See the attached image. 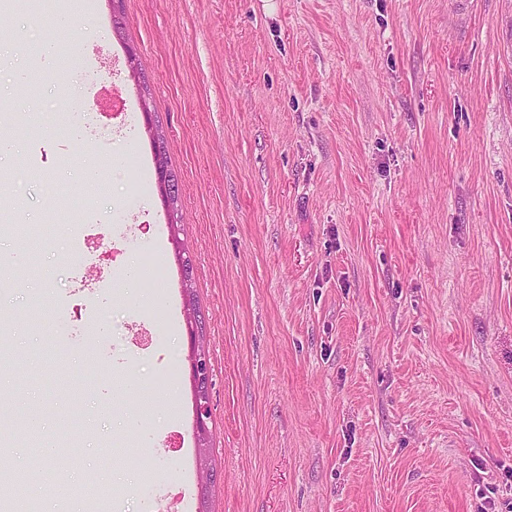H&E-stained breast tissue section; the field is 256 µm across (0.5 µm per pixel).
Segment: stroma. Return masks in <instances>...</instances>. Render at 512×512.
Masks as SVG:
<instances>
[{
	"label": "stroma",
	"instance_id": "obj_1",
	"mask_svg": "<svg viewBox=\"0 0 512 512\" xmlns=\"http://www.w3.org/2000/svg\"><path fill=\"white\" fill-rule=\"evenodd\" d=\"M0 84L7 512H512V0H11ZM191 335L194 342V353L190 363V373L195 388L196 400L194 405V426L198 436H204L208 432V421L211 418L206 390L209 382V366L206 353L199 339ZM198 341V343H197Z\"/></svg>",
	"mask_w": 512,
	"mask_h": 512
}]
</instances>
